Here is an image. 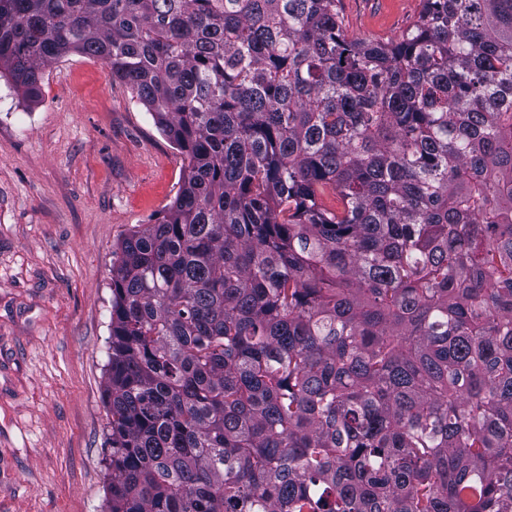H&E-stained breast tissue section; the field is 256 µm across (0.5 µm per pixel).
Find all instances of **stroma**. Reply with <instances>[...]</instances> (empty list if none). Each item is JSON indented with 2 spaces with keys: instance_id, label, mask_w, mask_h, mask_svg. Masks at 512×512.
<instances>
[{
  "instance_id": "35a3bbf8",
  "label": "stroma",
  "mask_w": 512,
  "mask_h": 512,
  "mask_svg": "<svg viewBox=\"0 0 512 512\" xmlns=\"http://www.w3.org/2000/svg\"><path fill=\"white\" fill-rule=\"evenodd\" d=\"M348 37L398 41L421 0H338ZM186 161L100 59L32 102L0 76V512H104L112 266Z\"/></svg>"
}]
</instances>
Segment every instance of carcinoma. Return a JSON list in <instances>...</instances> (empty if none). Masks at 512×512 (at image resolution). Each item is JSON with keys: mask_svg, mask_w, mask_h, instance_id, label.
<instances>
[{"mask_svg": "<svg viewBox=\"0 0 512 512\" xmlns=\"http://www.w3.org/2000/svg\"><path fill=\"white\" fill-rule=\"evenodd\" d=\"M187 160L112 265L107 512H512V0H0ZM337 8L349 38L387 43L417 20L421 0H340Z\"/></svg>", "mask_w": 512, "mask_h": 512, "instance_id": "1", "label": "carcinoma"}]
</instances>
